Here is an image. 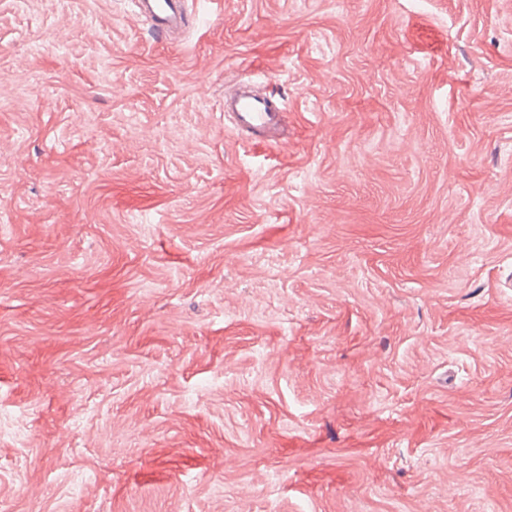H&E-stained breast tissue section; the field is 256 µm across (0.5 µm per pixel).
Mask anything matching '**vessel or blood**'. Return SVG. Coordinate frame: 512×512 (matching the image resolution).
I'll return each instance as SVG.
<instances>
[{"label":"vessel or blood","instance_id":"vessel-or-blood-1","mask_svg":"<svg viewBox=\"0 0 512 512\" xmlns=\"http://www.w3.org/2000/svg\"><path fill=\"white\" fill-rule=\"evenodd\" d=\"M135 6L162 39L176 40L186 25L185 0H135ZM224 113L231 117L233 128L256 146L277 143L283 131L278 105L272 98L256 94L246 82L239 83L235 95L225 98Z\"/></svg>","mask_w":512,"mask_h":512}]
</instances>
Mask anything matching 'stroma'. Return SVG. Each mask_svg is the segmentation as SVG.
<instances>
[{"instance_id": "1", "label": "stroma", "mask_w": 512, "mask_h": 512, "mask_svg": "<svg viewBox=\"0 0 512 512\" xmlns=\"http://www.w3.org/2000/svg\"><path fill=\"white\" fill-rule=\"evenodd\" d=\"M204 9L0 0V512H512V0ZM186 0H135L138 13L148 20L160 38L174 41L187 22ZM255 146L277 144L283 132L282 112L271 97L259 96L252 84L238 82L235 95L224 99V117Z\"/></svg>"}]
</instances>
